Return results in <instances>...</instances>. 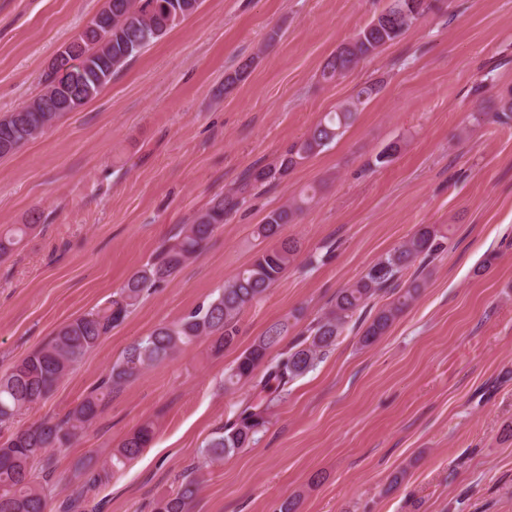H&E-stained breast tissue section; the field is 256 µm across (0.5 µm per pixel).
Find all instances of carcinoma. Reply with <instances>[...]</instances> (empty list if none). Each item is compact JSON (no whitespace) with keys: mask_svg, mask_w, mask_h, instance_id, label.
<instances>
[{"mask_svg":"<svg viewBox=\"0 0 512 512\" xmlns=\"http://www.w3.org/2000/svg\"><path fill=\"white\" fill-rule=\"evenodd\" d=\"M201 0H105L102 9L90 21L99 28L112 26V41H97L94 30L80 37L84 57L72 67L66 79L49 70L43 92L21 110L0 117V158L14 154L21 146L54 126L66 114L62 103L68 101L79 110L95 98L144 48L193 15ZM385 11L393 15L387 25L368 23L349 43L332 52L321 68V78L333 82L357 67L361 60L377 54L412 27L407 0H390ZM380 91L375 83H364L336 111L327 113L300 139L291 143L278 160L246 173L239 186L195 214L134 273L104 305L61 326L44 345L0 375V424L13 421L22 412L46 399L58 383L87 352L96 347L113 327L125 320L143 295L168 280L205 246L215 230L245 202L246 194L257 186L273 184L305 161L318 155L341 138L354 122L358 111ZM488 119L500 124L512 121V93L501 99L497 111ZM315 187L276 208L257 225V237L272 241L252 261L224 283L217 296L188 314L129 345L106 376L66 415L46 420L12 432L0 441V512H47L46 487L51 474L49 452L63 448L78 430L91 423L102 411L112 390L140 376L203 336L213 338V348L220 352L232 346L238 336V317L249 304L261 299L295 261L299 242L281 237L285 225L315 199ZM442 236L432 225L421 226L411 237L388 251L353 285L341 289L329 308L314 319L288 352L265 363L267 352L288 333V321L271 325L245 349L224 379L230 389L243 381L255 383L271 403L286 391L296 378L311 371L338 336L382 292L396 293L389 304L377 309L362 326L359 342L373 345L402 311L416 298L421 285L413 280L406 288L400 280L415 265H424L443 248ZM263 403H243L236 420L216 432L200 450L201 466L221 461L241 448L248 447L265 426ZM151 422L141 424L112 452V471L123 469L147 448L154 437ZM36 461L43 462L42 475L33 471ZM199 477L191 473L177 490L158 499L155 512H189L190 503L200 490ZM59 512H95L88 509L84 489L67 495L58 505Z\"/></svg>","mask_w":512,"mask_h":512,"instance_id":"carcinoma-1","label":"carcinoma"}]
</instances>
